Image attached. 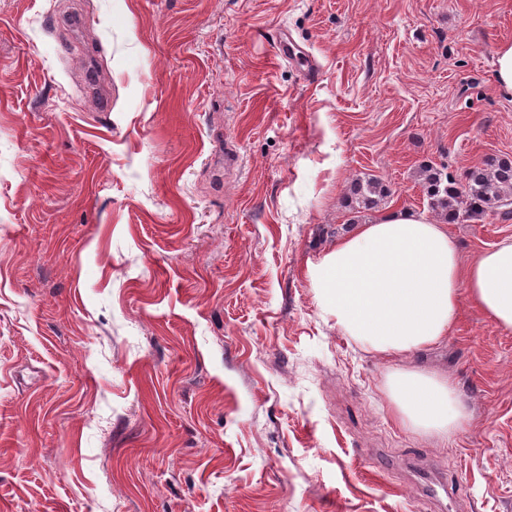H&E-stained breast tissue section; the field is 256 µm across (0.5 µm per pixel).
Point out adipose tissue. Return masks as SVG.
<instances>
[{
	"mask_svg": "<svg viewBox=\"0 0 512 512\" xmlns=\"http://www.w3.org/2000/svg\"><path fill=\"white\" fill-rule=\"evenodd\" d=\"M308 277L324 318L394 360L387 398L402 424L441 439L463 426L456 384L411 358L446 340L464 297L512 330V243L464 266L447 225L396 208L339 237Z\"/></svg>",
	"mask_w": 512,
	"mask_h": 512,
	"instance_id": "obj_1",
	"label": "adipose tissue"
}]
</instances>
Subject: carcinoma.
<instances>
[{
	"instance_id": "carcinoma-1",
	"label": "carcinoma",
	"mask_w": 512,
	"mask_h": 512,
	"mask_svg": "<svg viewBox=\"0 0 512 512\" xmlns=\"http://www.w3.org/2000/svg\"><path fill=\"white\" fill-rule=\"evenodd\" d=\"M422 183L429 207L442 220L455 224L462 218L495 212L502 200L512 197V160L495 159L481 167H473L459 181L447 168L425 166ZM351 223L359 221V213L375 208L390 195L379 179L355 182L351 189Z\"/></svg>"
}]
</instances>
